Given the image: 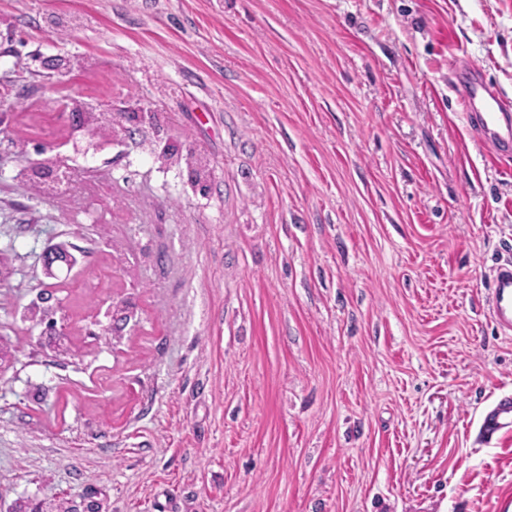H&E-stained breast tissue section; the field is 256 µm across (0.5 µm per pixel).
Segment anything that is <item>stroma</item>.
<instances>
[{"label":"stroma","mask_w":512,"mask_h":512,"mask_svg":"<svg viewBox=\"0 0 512 512\" xmlns=\"http://www.w3.org/2000/svg\"><path fill=\"white\" fill-rule=\"evenodd\" d=\"M467 63L512 102V0H0V512H498L512 157ZM78 108L151 117L77 154ZM454 91L480 140L493 147L494 155L512 151V113L483 79L481 69L471 66L469 76ZM57 262L64 263L68 269L72 270L79 264V259L69 251L65 244L44 249L41 254V264L46 277L52 278L54 276L53 266ZM490 311L493 321L503 332H512V260H506L492 276ZM512 432V395L497 398L483 413L479 434L485 442H492Z\"/></svg>","instance_id":"obj_1"}]
</instances>
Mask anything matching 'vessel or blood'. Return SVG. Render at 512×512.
I'll return each instance as SVG.
<instances>
[{"instance_id": "1", "label": "vessel or blood", "mask_w": 512, "mask_h": 512, "mask_svg": "<svg viewBox=\"0 0 512 512\" xmlns=\"http://www.w3.org/2000/svg\"><path fill=\"white\" fill-rule=\"evenodd\" d=\"M470 123L481 141L492 146L495 155L512 152V110L508 109L487 83L479 68L455 88ZM490 311L493 321L504 332H512V260L498 265L492 276ZM512 432V395L497 398L483 413L479 434L492 442Z\"/></svg>"}]
</instances>
